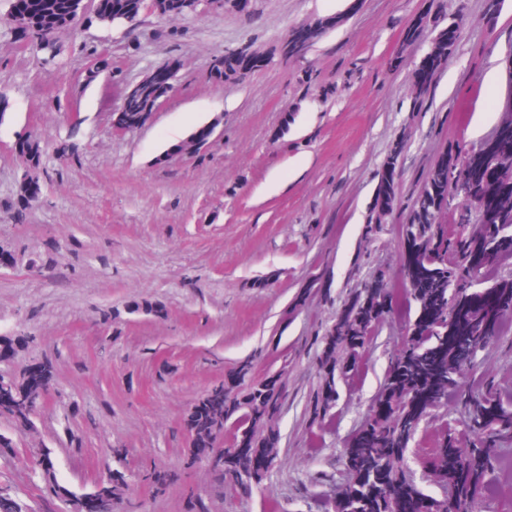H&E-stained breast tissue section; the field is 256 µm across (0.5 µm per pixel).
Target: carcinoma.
<instances>
[{"mask_svg": "<svg viewBox=\"0 0 512 512\" xmlns=\"http://www.w3.org/2000/svg\"><path fill=\"white\" fill-rule=\"evenodd\" d=\"M36 11L30 20L33 38L43 42L68 26V0H34ZM168 5L163 14L177 11L180 15L197 12V0H160ZM109 10L99 16L107 25H134L143 12V0H108ZM452 42L444 33L436 35L430 56L440 61L448 54ZM226 80L242 81L246 74L238 70L229 53L215 66ZM155 89L147 80L138 82L131 102L132 127H138L152 112ZM25 178L17 194L15 217L37 200L29 193V185L43 176L44 146L40 138L28 136ZM492 159L499 174L488 183L463 182L459 194L474 204L481 224L469 228L471 214L460 215V225L450 229L439 222L448 207V168L435 167L408 206L407 231L415 241L409 250L407 280L403 298L414 304L417 316L408 322L406 346L396 359L381 396V405L389 413L369 424L359 446L349 449L345 464L350 478L341 483L333 503H325L321 512H403L412 502L430 512H443L444 503H426L417 485L408 478L403 462L394 453L405 448L418 430L426 406L453 395L464 405L462 426L477 438L465 456L448 453L456 447L452 434L442 436L433 466L441 482L451 488L455 512H471L473 490L485 488L491 479L492 448L502 439L512 438V407H506L498 396L493 381L482 384L473 395L456 392L458 366L474 361L478 353L490 346L498 335L496 312L512 308V275L494 276L491 267L512 262V178L503 174L512 170V131L492 145ZM389 299L377 293L354 290L344 302V309L322 335L316 337L320 348L319 365L323 368L322 384L310 402L311 421L323 423L336 402V379L354 377L362 371L374 324L383 315ZM252 363L236 366L240 390L227 391L224 386L212 388L225 396L224 408L213 412L203 422L190 419L191 430L206 438L225 432L227 422L237 420L249 424L250 447L263 453L268 435L258 432L280 413L281 390L266 387L252 374ZM0 387L12 398L0 400V415L14 423L31 420L41 405L40 393L28 385L26 375L0 376ZM118 466L105 492V512H114L126 486V471L121 468L124 455L114 453ZM224 485V494L242 497L260 485L266 472L251 467L235 449H224V459L211 461ZM142 480L158 490L173 478L169 472L143 471ZM55 496L66 505L67 512H80L82 494L52 487Z\"/></svg>", "mask_w": 512, "mask_h": 512, "instance_id": "1", "label": "carcinoma"}]
</instances>
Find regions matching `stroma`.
I'll use <instances>...</instances> for the list:
<instances>
[{
	"instance_id": "1",
	"label": "stroma",
	"mask_w": 512,
	"mask_h": 512,
	"mask_svg": "<svg viewBox=\"0 0 512 512\" xmlns=\"http://www.w3.org/2000/svg\"><path fill=\"white\" fill-rule=\"evenodd\" d=\"M0 0V337L17 339L0 374L48 363L51 388L32 425L0 416V489L22 512H65L33 466L50 449L55 482L91 489L128 451L137 472H178L163 492L129 481L119 512H319L347 473L375 397L401 352L410 315L393 306L373 330L360 376L339 382L328 426L306 408L319 382L312 339L332 324L350 290L374 275L401 284L406 206L447 151L464 160L512 127V0H250L190 17L145 13L107 26L86 10L43 50L15 38ZM459 24L455 46L427 92L415 72L431 35L426 13ZM326 22L300 57L283 58L292 32ZM230 49L262 58L241 82L212 62ZM177 62L173 88L140 128L115 133L119 91ZM494 83H485L487 73ZM213 124L221 136L185 141ZM66 141L46 153L43 192L24 220L12 204L25 171L26 134ZM397 205L365 235L397 141ZM41 272H31V264ZM255 377L284 376L275 422L281 441L268 477L250 496L225 497L207 461H185L194 403L227 383L237 363ZM496 380L512 404V310L499 334L456 374L457 389ZM454 403L429 408L403 458L431 497L446 487L428 461L434 432L460 420ZM491 490L474 512H512V440L498 443Z\"/></svg>"
}]
</instances>
